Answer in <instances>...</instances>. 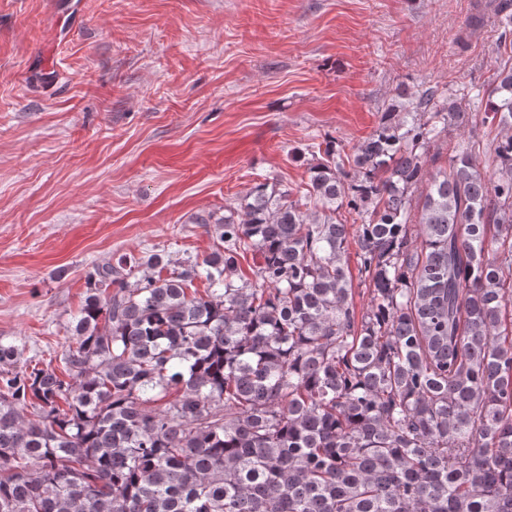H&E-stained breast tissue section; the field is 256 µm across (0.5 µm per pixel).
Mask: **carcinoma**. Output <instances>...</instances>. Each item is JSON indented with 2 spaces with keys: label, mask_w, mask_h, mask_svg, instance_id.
I'll list each match as a JSON object with an SVG mask.
<instances>
[{
  "label": "carcinoma",
  "mask_w": 512,
  "mask_h": 512,
  "mask_svg": "<svg viewBox=\"0 0 512 512\" xmlns=\"http://www.w3.org/2000/svg\"><path fill=\"white\" fill-rule=\"evenodd\" d=\"M491 12L484 111L429 86L349 168L325 141L315 211L259 182L202 260L94 267L61 376L0 342V512H512V0L466 28Z\"/></svg>",
  "instance_id": "obj_1"
}]
</instances>
